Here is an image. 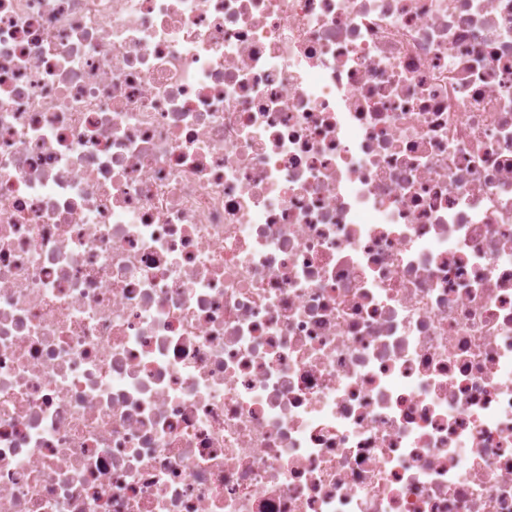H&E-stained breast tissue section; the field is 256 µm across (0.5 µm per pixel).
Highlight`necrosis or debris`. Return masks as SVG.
Here are the masks:
<instances>
[{"mask_svg":"<svg viewBox=\"0 0 512 512\" xmlns=\"http://www.w3.org/2000/svg\"><path fill=\"white\" fill-rule=\"evenodd\" d=\"M0 512H512V0H0Z\"/></svg>","mask_w":512,"mask_h":512,"instance_id":"1","label":"necrosis or debris"}]
</instances>
